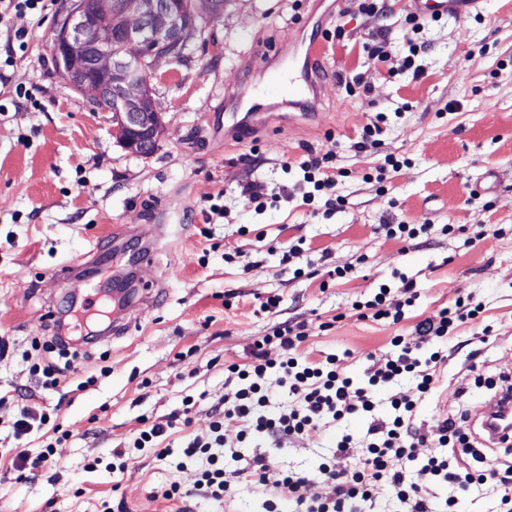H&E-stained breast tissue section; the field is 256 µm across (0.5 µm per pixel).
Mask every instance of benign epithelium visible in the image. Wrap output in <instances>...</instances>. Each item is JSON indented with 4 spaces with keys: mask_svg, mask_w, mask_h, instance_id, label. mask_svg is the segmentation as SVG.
Instances as JSON below:
<instances>
[{
    "mask_svg": "<svg viewBox=\"0 0 512 512\" xmlns=\"http://www.w3.org/2000/svg\"><path fill=\"white\" fill-rule=\"evenodd\" d=\"M140 22L103 38L97 19L88 13L87 0H72L71 14L66 27L54 39V51L63 57V51L72 43L93 45L98 50V63L123 76L153 71V76L163 78L185 55L189 35L201 28L202 15H190L178 6V0H137ZM118 45H135L141 48L136 57L116 49ZM115 119L138 135L151 134L149 123L140 112L124 111L125 99L118 90L112 91Z\"/></svg>",
    "mask_w": 512,
    "mask_h": 512,
    "instance_id": "benign-epithelium-1",
    "label": "benign epithelium"
}]
</instances>
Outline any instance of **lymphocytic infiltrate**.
Listing matches in <instances>:
<instances>
[{"instance_id":"lymphocytic-infiltrate-1","label":"lymphocytic infiltrate","mask_w":512,"mask_h":512,"mask_svg":"<svg viewBox=\"0 0 512 512\" xmlns=\"http://www.w3.org/2000/svg\"><path fill=\"white\" fill-rule=\"evenodd\" d=\"M56 0H0V26L5 27L10 42L26 49L30 33L19 25L21 17L46 16ZM477 308H469L463 299L442 308L437 315L420 322L417 334L420 343L410 346L404 337H392L391 352L369 376L366 384H355L339 367L335 358L313 361L299 347L306 334L301 324L285 323L254 343L252 359L246 364L225 365L224 403L211 413L208 429L194 436L183 448L185 457L202 458L196 489L200 496L212 501L234 497L242 487L271 486L273 497L266 504L267 512H278L283 503L295 504L298 512H367L381 491H389L407 505V512H432L431 491L439 485L461 488L472 484H491L495 489L498 512H512V460L493 469L480 468L482 451L479 440L488 439L482 426L473 424L468 409L448 415L435 430L422 432L414 423L419 403L434 389L437 369L448 356L433 349L434 340L447 337L457 322L475 318ZM277 352L278 361L268 358ZM277 370L289 394L297 396L302 407L289 412L270 413V397L265 379L270 370ZM413 378L409 390H394L402 377ZM391 387V412L378 418L373 414L379 388ZM365 414L370 418L366 430V447L358 465L340 469L337 459L349 456L351 440L342 437L336 444L333 460L321 463L317 478L287 472L279 479H270L263 457L256 456L233 471L224 468L226 454L236 449L254 433H264L277 443H285L318 430L321 425L341 422L347 416ZM233 415L241 423L235 435H227L223 418ZM490 439V438H489ZM459 449L456 461L431 457L407 470L406 462L415 458V449L427 443ZM328 484L326 495L314 492L315 482Z\"/></svg>"}]
</instances>
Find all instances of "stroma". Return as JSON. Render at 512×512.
I'll return each mask as SVG.
<instances>
[{
	"mask_svg": "<svg viewBox=\"0 0 512 512\" xmlns=\"http://www.w3.org/2000/svg\"><path fill=\"white\" fill-rule=\"evenodd\" d=\"M67 3L31 23L24 55L0 67V512H101L106 502L120 512H265L267 489L221 503L193 495L200 464L182 448L223 401L225 364L247 363L254 341L284 322L305 324L310 358L335 356L363 383L393 336L415 341L419 321L470 297L483 310L441 342L448 360L415 423L434 429L460 405L479 415L489 392L476 377L512 359V0L428 22L427 49L411 69L402 66L406 0H389L383 14L349 0H224L182 65L152 83L164 131L148 156L123 148L111 113L56 70L53 37ZM338 28L342 39L326 40L312 66L315 118L270 90L264 124L226 129L225 113L242 111L253 93L257 49L284 71L289 58H304L313 32ZM379 33L389 57L375 63L363 44ZM352 77L362 87L350 96L341 81ZM19 90L34 101H15ZM379 114L378 147L358 151ZM310 152L331 155L342 205L303 204L309 186L295 163ZM389 156L400 167L379 177ZM490 170L496 183L474 190ZM249 182L263 185L262 206L242 195ZM387 224L418 233L390 238ZM121 225L161 226L152 263H128L140 237L114 249ZM92 261L95 277L50 278L60 265ZM115 276L147 290L113 304L121 331L105 332L76 373L44 389L30 365L49 354L32 341H48L70 298ZM404 278L416 297L402 321L358 318L355 304ZM269 297L276 307L262 308ZM26 396L51 411V423L18 437L12 426ZM182 413L190 425L177 422ZM144 421L165 426L168 457L134 448ZM367 426L354 414L279 447L255 435L241 455L263 456L274 473L313 475L343 435L361 442ZM48 445L54 466L19 477L15 457L35 459ZM117 449L122 471L112 466ZM173 483L188 498L164 499ZM433 494L435 512L451 497L459 512L497 510L486 485Z\"/></svg>",
	"mask_w": 512,
	"mask_h": 512,
	"instance_id": "1",
	"label": "stroma"
}]
</instances>
